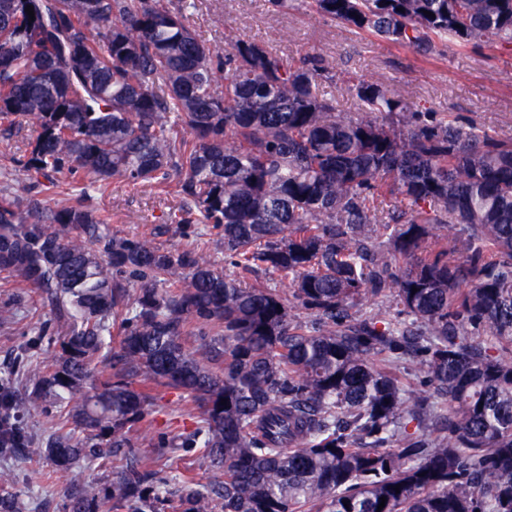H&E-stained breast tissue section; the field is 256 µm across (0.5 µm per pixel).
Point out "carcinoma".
<instances>
[{
	"instance_id": "carcinoma-1",
	"label": "carcinoma",
	"mask_w": 512,
	"mask_h": 512,
	"mask_svg": "<svg viewBox=\"0 0 512 512\" xmlns=\"http://www.w3.org/2000/svg\"><path fill=\"white\" fill-rule=\"evenodd\" d=\"M297 2L423 56L512 50V0H268ZM193 7L0 0V121L34 127L14 159L34 195L0 193V273L62 333L0 377V458L68 471L70 512H512V137L340 81L322 56L210 48ZM114 179L174 189L167 223L219 227L240 274L112 236L89 201ZM439 228L450 244L424 253ZM259 270L288 288L243 285ZM155 386L197 405L193 431L151 435ZM47 400L58 422L38 442L22 416ZM105 448L119 464L102 490L79 464ZM190 448L220 480L160 476ZM27 509L0 474V512Z\"/></svg>"
}]
</instances>
